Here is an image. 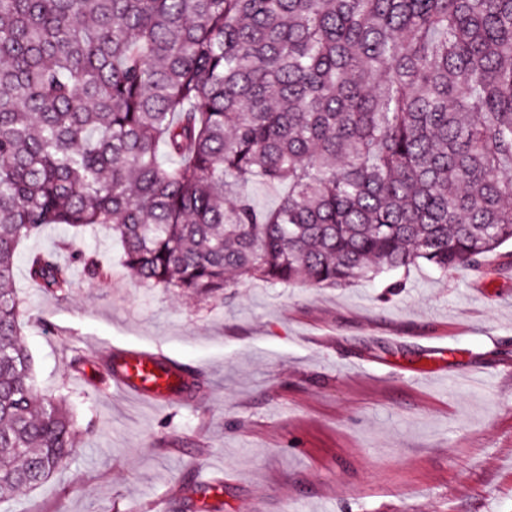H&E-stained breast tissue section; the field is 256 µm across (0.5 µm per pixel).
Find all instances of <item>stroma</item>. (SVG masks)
Listing matches in <instances>:
<instances>
[{"label":"stroma","instance_id":"1","mask_svg":"<svg viewBox=\"0 0 512 512\" xmlns=\"http://www.w3.org/2000/svg\"><path fill=\"white\" fill-rule=\"evenodd\" d=\"M68 233L24 241L14 278L38 394L73 409L79 446L40 489L0 512H512V271L484 279L426 264L343 289L253 280L197 299L137 281L102 229L78 249L110 277L73 267L66 296L31 283L23 258L68 256ZM454 337L446 373L424 345ZM161 354L200 374L189 400L139 404L90 382L81 352ZM223 479L222 492L204 489Z\"/></svg>","mask_w":512,"mask_h":512}]
</instances>
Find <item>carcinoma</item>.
Wrapping results in <instances>:
<instances>
[{
  "mask_svg": "<svg viewBox=\"0 0 512 512\" xmlns=\"http://www.w3.org/2000/svg\"><path fill=\"white\" fill-rule=\"evenodd\" d=\"M287 192L259 209L244 187ZM512 0H0V500L71 456L20 244L102 227L141 283L343 288L512 242ZM97 256L29 257L64 295Z\"/></svg>",
  "mask_w": 512,
  "mask_h": 512,
  "instance_id": "obj_1",
  "label": "carcinoma"
}]
</instances>
